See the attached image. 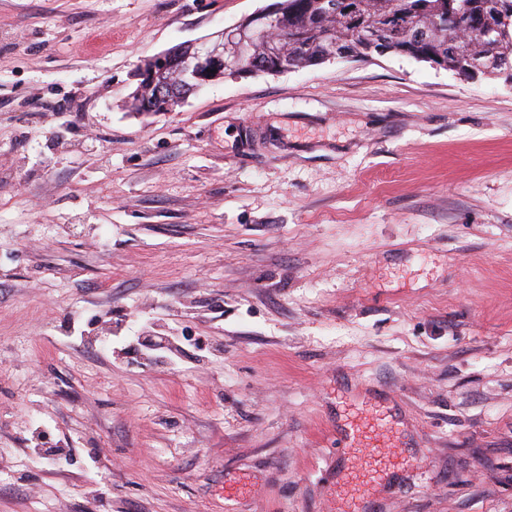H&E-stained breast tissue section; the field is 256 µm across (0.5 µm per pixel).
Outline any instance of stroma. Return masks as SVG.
Wrapping results in <instances>:
<instances>
[{"instance_id":"35a3bbf8","label":"stroma","mask_w":512,"mask_h":512,"mask_svg":"<svg viewBox=\"0 0 512 512\" xmlns=\"http://www.w3.org/2000/svg\"><path fill=\"white\" fill-rule=\"evenodd\" d=\"M273 0H0V512H512V84L396 55L136 112ZM170 51L175 52L176 57L181 58L180 65L182 66V69L177 72V70H165L164 72H160L159 70L156 71V67L154 66L155 61L158 62V65L163 68L168 65L169 62H171V55L168 52L162 53L155 57L152 60V65L149 66L148 69H143L142 74L145 80L146 84L149 85V88L153 90V97L152 101L153 103L160 104L162 102H165L162 105V108L156 109L154 106L146 105V108L143 110V112H170L169 103H170V94H169V86H167L164 83H157L156 82V75L157 80H169L172 86L171 90V101L172 105L174 106L179 100H184L181 98L183 94H186V92L189 90L186 89V85H190L192 80H195L194 77L191 76V73L194 70L195 67V49L190 48L189 46L183 47V46H176L174 48H171ZM193 63V64H192ZM189 66H191L189 70ZM156 71V74H155ZM185 73L184 75H182Z\"/></svg>"}]
</instances>
